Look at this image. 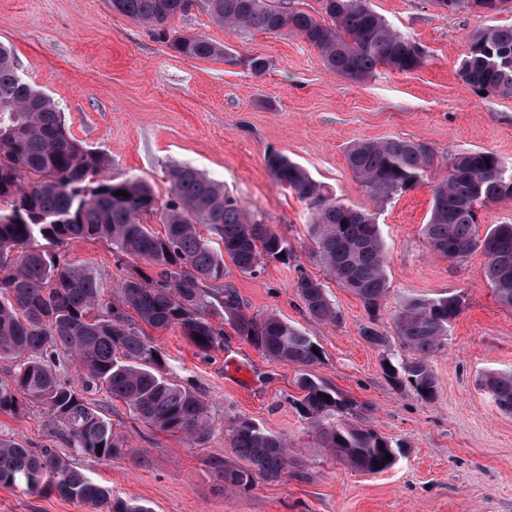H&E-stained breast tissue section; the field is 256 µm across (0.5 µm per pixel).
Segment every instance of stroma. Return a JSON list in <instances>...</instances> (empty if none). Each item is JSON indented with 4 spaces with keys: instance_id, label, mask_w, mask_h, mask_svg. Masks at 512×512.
<instances>
[{
    "instance_id": "obj_1",
    "label": "stroma",
    "mask_w": 512,
    "mask_h": 512,
    "mask_svg": "<svg viewBox=\"0 0 512 512\" xmlns=\"http://www.w3.org/2000/svg\"><path fill=\"white\" fill-rule=\"evenodd\" d=\"M366 3L419 46L421 68L380 67L366 80L344 79L299 37L222 27L197 7L161 35L114 11L112 0H0V44L13 49L19 75L54 100L83 146L111 159L113 173L149 183L162 205L171 195V166L195 168L287 238L294 252L288 264L250 275L229 263L225 284L248 314L274 313L314 336L323 360L311 372L357 403L351 423L404 445L380 474L329 459L293 405L300 396L296 367L269 360L229 328L223 349L206 357L179 329L155 330L172 381L190 384L208 403L212 433L196 448L181 434L148 428L122 403L110 404L124 455L103 461L79 454L74 464L113 496L146 502L154 512H512V414L499 410L482 384L486 374L512 372V308L484 276L483 252L451 261L434 254L423 235L432 188L451 157L489 150L512 171V97L479 94L456 74L487 18L448 14L434 0ZM196 33L223 45L225 57L190 59L167 43ZM253 57L265 60L262 73L247 66ZM388 138L430 144L438 162L406 192L375 202L348 168L346 151ZM271 150L302 165L341 202L374 213L389 282L383 329H391L407 297L461 295L463 310L430 358L434 401L386 377L382 350L360 334L362 302L326 280L312 253L310 213L270 175ZM66 255L105 274V288L122 276L103 243L76 239ZM302 271L325 280L337 323L308 318L294 288ZM229 356L239 359L243 378L226 367ZM238 418L286 437L298 450L301 476L259 479L247 491L224 486L209 459L231 456L225 428ZM0 436L32 449L68 450L40 407L0 412ZM0 512L94 509L53 490L0 486Z\"/></svg>"
}]
</instances>
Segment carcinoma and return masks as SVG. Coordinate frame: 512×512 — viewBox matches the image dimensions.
Instances as JSON below:
<instances>
[{
  "mask_svg": "<svg viewBox=\"0 0 512 512\" xmlns=\"http://www.w3.org/2000/svg\"><path fill=\"white\" fill-rule=\"evenodd\" d=\"M194 0H112V9L139 25L165 30ZM210 17L243 30L285 32L300 37L339 77L360 81L379 67L409 73L424 56L408 37L394 30L364 0H317L309 13L287 0H201ZM512 0H435L457 13L480 11L488 17L508 10ZM169 47L191 59H216L224 47L199 35L176 36ZM512 54V24H489L470 38L457 76L478 92L512 97V67L498 56ZM426 143L398 138L363 140L350 146L348 167L376 200L409 189L434 164ZM266 166L273 179L304 203L311 214L314 256L330 277L363 303L368 323L363 339L390 353L386 375L424 402L436 398L437 378L429 357L442 346L462 311L457 294L413 296L394 315V334L377 316L388 292L386 256L379 224L367 209L337 200L287 156L272 151ZM110 161L76 140L54 101L18 74L14 55L0 44V359L15 364L11 379L0 381V412L25 404L43 407L61 438L75 452L108 461L125 447L102 405L88 397L101 391L123 403L138 420L161 432L180 433L196 448L206 445L212 423L206 401L168 377L169 363L143 332L177 328L198 353L224 346V324L269 359L299 368L297 409L316 432L319 447L366 474L389 470L402 445L333 418L349 415L352 402L308 371L322 360L319 343L275 314L250 315L237 294L224 287L225 260L242 273L270 262L288 261V240L268 224L251 222L224 188L197 170H171V199L159 207L146 183L107 175ZM127 192L119 196L116 191ZM512 200V173L491 151L460 153L448 176L433 187V203L423 234L432 250L450 261L481 250L483 270L498 300L512 307V224L479 234L477 208ZM160 215L163 234L142 222ZM74 239L102 241L131 260L157 269L126 272L118 296L105 297L101 274L71 262L60 248ZM295 288L306 313L335 323L338 310L323 281L302 271ZM201 339H195V336ZM76 363L81 387L68 378ZM484 386L496 406L512 413V373L487 376ZM235 459L214 457L210 464L224 484L248 490L255 479L298 477L288 440L249 419L227 428ZM392 459L385 460L386 455ZM30 491L55 490L106 512H152L134 499L112 497L54 448L33 451L0 438V485Z\"/></svg>",
  "mask_w": 512,
  "mask_h": 512,
  "instance_id": "cac0c4a2",
  "label": "carcinoma"
}]
</instances>
